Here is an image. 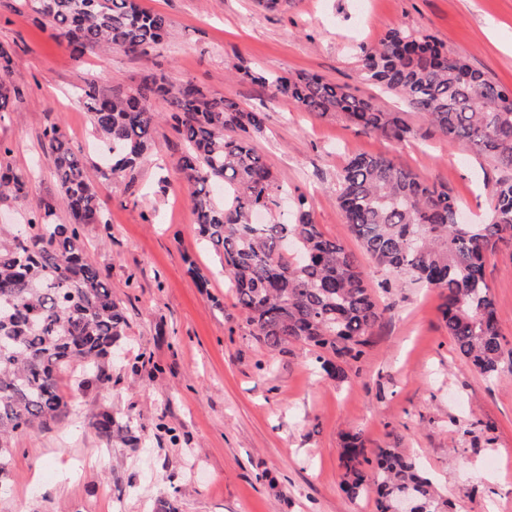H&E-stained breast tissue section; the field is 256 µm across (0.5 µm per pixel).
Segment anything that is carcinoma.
Returning a JSON list of instances; mask_svg holds the SVG:
<instances>
[{
	"instance_id": "1",
	"label": "carcinoma",
	"mask_w": 512,
	"mask_h": 512,
	"mask_svg": "<svg viewBox=\"0 0 512 512\" xmlns=\"http://www.w3.org/2000/svg\"><path fill=\"white\" fill-rule=\"evenodd\" d=\"M36 20L49 23L76 54L103 46L147 57L168 33L167 18L140 0H25ZM364 77L421 114L450 145L466 142L477 153L512 169V91L489 80L463 59L448 55L437 38L394 27L362 58ZM242 78L268 85L302 110L341 114L365 132L405 141L406 113L364 98L317 74L273 75L245 69ZM184 143L180 171L187 180L198 234L219 254L246 324L270 351L290 344L314 348L316 366L346 378L359 361L380 319L357 258L323 234L311 220L303 193L291 194L289 217L280 213L288 195L257 151L266 114L214 97L191 80L168 82L148 74L137 87L105 94L93 82L78 100L97 137L112 154L103 176L133 171L146 159L160 113ZM43 146L58 194L32 212L28 223L0 229V474L7 471V442L41 429L68 413L60 391L63 371L79 366L109 381L112 359L126 327L108 283L87 256L83 229L106 224L98 192L82 159L57 125ZM224 188V200L215 196ZM24 176L0 173V200L26 197ZM485 224H458L457 199L448 187L419 178L382 154L359 153L343 167L336 202L364 251L396 276H409L442 293V320L455 350L483 374L494 375L504 354L497 308L484 277L485 252L512 242V179L492 188ZM63 206L68 224H54ZM257 211L279 219L254 222ZM343 491L350 498L374 487L376 512H392L410 491L418 512H449L416 460L396 448L369 459L358 437L342 448Z\"/></svg>"
}]
</instances>
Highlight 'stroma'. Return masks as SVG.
Listing matches in <instances>:
<instances>
[{"instance_id":"obj_1","label":"stroma","mask_w":512,"mask_h":512,"mask_svg":"<svg viewBox=\"0 0 512 512\" xmlns=\"http://www.w3.org/2000/svg\"><path fill=\"white\" fill-rule=\"evenodd\" d=\"M170 21L149 57L121 50L75 55L23 0H0V47L11 90L0 111V168L27 179L22 201H0V224H21L57 194L42 148L52 124L66 132L107 214L84 229L88 254L123 307L127 327L109 383L64 373L69 413L11 443L0 512H376L373 495L343 492L340 451L360 435L367 452L397 448L416 459L453 512H512V243L485 258L484 275L506 345L498 376L453 348L439 290L396 276L364 252L336 202L338 176L357 153L385 154L441 183L467 216L487 217L490 189L512 170L448 145L420 116L395 144L339 115L318 118L271 87L240 80L242 68L316 73L353 93L401 102L361 72L365 51L393 27L431 34L449 55L512 88V0H141ZM151 72L190 79L216 97L265 112L256 147L311 217L359 259L381 319L344 381L317 372L310 347L268 351L251 334L218 257L194 226L177 162L179 136L156 123L147 160L103 178L106 162L89 115L76 102L85 82L104 93L137 86ZM208 278L200 287L198 274ZM130 422L137 442L101 438V414Z\"/></svg>"}]
</instances>
